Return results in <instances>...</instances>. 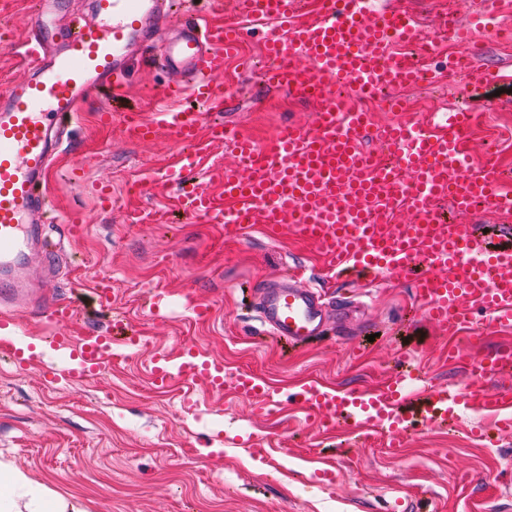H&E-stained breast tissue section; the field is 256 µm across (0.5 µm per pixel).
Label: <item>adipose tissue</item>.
I'll return each mask as SVG.
<instances>
[{"mask_svg": "<svg viewBox=\"0 0 512 512\" xmlns=\"http://www.w3.org/2000/svg\"><path fill=\"white\" fill-rule=\"evenodd\" d=\"M0 512H83L63 496L50 497L22 471L0 468Z\"/></svg>", "mask_w": 512, "mask_h": 512, "instance_id": "1", "label": "adipose tissue"}]
</instances>
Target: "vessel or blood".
Here are the masks:
<instances>
[{
	"instance_id": "1",
	"label": "vessel or blood",
	"mask_w": 512,
	"mask_h": 512,
	"mask_svg": "<svg viewBox=\"0 0 512 512\" xmlns=\"http://www.w3.org/2000/svg\"><path fill=\"white\" fill-rule=\"evenodd\" d=\"M59 0H37L25 55L26 79L0 89V304L29 305L33 299L21 271L33 251L54 254L44 236L50 205L41 192L56 153L69 135L68 124L88 99L102 90L121 95L132 61L158 51L173 78L164 88L172 102L192 96L204 111L172 109L106 112L105 123H119L130 141L166 135L178 159L169 178L180 189L186 211L228 224L234 232L263 225L283 236L295 234L316 246L330 267L360 274L409 276L426 321L455 337L461 329L477 331L475 310L493 320L512 322V241L488 248L478 226L445 222L438 205L450 203L467 213L473 199L512 214V189L498 186L494 166L464 172L461 141L472 121L456 111L426 124L416 119L389 126L384 149L396 163L377 168L360 142L372 127L366 112H337L329 92L345 84L352 94L371 95L384 85L415 80L419 26L409 13L387 9L367 20L365 0H318L308 19H300L298 0H241V19L179 20L171 0H90L77 24L57 21ZM498 18L480 12L473 24L449 18L448 30L459 49L472 41L470 29L497 30ZM163 28L175 34L154 47ZM265 29L264 50L275 61L263 79L270 87L292 92L318 105L314 124L305 129L280 126L264 142L207 122L206 114L223 106L217 87L224 62L236 56L247 29ZM231 144L239 164L217 172L223 188L215 195L192 178L203 143ZM410 210L408 224L391 221L394 208ZM40 308L54 327V345L80 362L81 374L97 372L112 360V339L91 336L73 342L67 332L70 311L54 302ZM258 309L274 335L301 343L319 335L325 311L311 288H265ZM199 351L185 344L175 371L165 356L155 358V383L170 375L185 382L203 379L212 391L231 388L267 411L275 400L269 388L246 372H226L222 363L199 361ZM512 364V346L503 344L475 365L468 386L427 392L421 412L409 409L415 379L390 377L380 388L339 392L317 382L299 386L293 402L308 421L332 429L337 419L355 418L357 428L387 431L388 445L403 447L410 428L434 423L440 413L470 404L496 415V425L512 431V386H486L487 378Z\"/></svg>"
}]
</instances>
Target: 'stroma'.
I'll return each instance as SVG.
<instances>
[{
	"instance_id": "35a3bbf8",
	"label": "stroma",
	"mask_w": 512,
	"mask_h": 512,
	"mask_svg": "<svg viewBox=\"0 0 512 512\" xmlns=\"http://www.w3.org/2000/svg\"><path fill=\"white\" fill-rule=\"evenodd\" d=\"M416 13L425 31L440 32L443 14L463 21L478 0H386ZM263 35L245 43L253 67L228 70L234 93L217 120L258 140L285 123L310 126L317 105L267 89ZM166 79L162 69L135 65L125 104L149 112ZM403 95L427 111L446 104L476 120L465 135L474 163H483L492 128L503 175L512 176V92L474 89L468 76L441 85L409 87ZM96 94L69 137L46 192L54 213L75 218L61 243L56 271L40 256L26 269L40 293L75 310L73 338L120 323L138 344H115L119 358L96 375L72 379L73 363L47 341V320L19 312L0 316V461L34 482L79 501L85 512H512V433L495 445L473 439L483 420L473 406L454 411L449 426L411 430L404 447L358 437L348 423L322 433L306 426L288 396L316 380L341 391L379 388L413 365L425 383L450 389L471 378L470 366L504 343L512 327L485 328L464 338L465 359L448 361V339L415 318L412 281L379 275L333 280L324 259L300 238L261 228L228 232L205 218L186 217L163 173L174 149L166 136L130 142L119 124L98 120L111 107ZM80 163V180L67 168ZM112 282V302L93 288ZM280 283L318 289L332 311L324 334L291 346L259 323L260 286ZM163 293L153 314L149 298ZM206 306L197 319L195 305ZM221 360L225 371H248L276 392L279 411H255L232 391L218 395L198 381L157 388L155 353L176 360L184 342ZM29 353L27 367L11 348ZM262 451H254V443Z\"/></svg>"
}]
</instances>
